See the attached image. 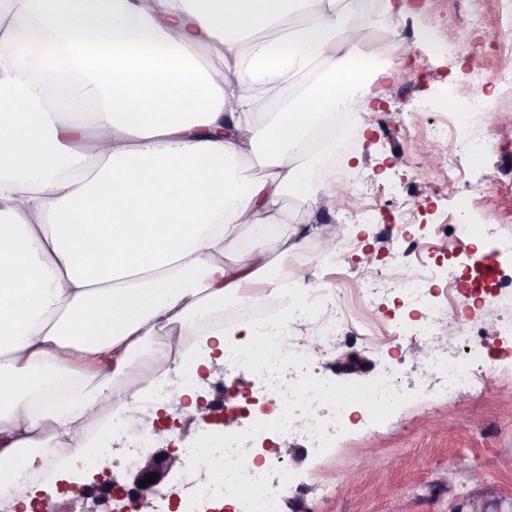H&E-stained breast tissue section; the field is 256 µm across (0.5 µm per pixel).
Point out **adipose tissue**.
Listing matches in <instances>:
<instances>
[{"mask_svg":"<svg viewBox=\"0 0 512 512\" xmlns=\"http://www.w3.org/2000/svg\"><path fill=\"white\" fill-rule=\"evenodd\" d=\"M86 3L0 0V89H25L0 96L1 475L34 469L47 429L96 465L110 448L87 442L90 416L173 373L197 413L213 353L254 382L252 331L197 321L267 283L269 253L244 240H335V225L280 220L282 202L335 209L312 133L354 100L355 138L375 130L392 73L374 65L397 49L393 30L370 41L368 0H103L96 23ZM59 89L89 121L48 105Z\"/></svg>","mask_w":512,"mask_h":512,"instance_id":"obj_1","label":"adipose tissue"}]
</instances>
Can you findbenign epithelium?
I'll use <instances>...</instances> for the list:
<instances>
[{"instance_id":"7a95c632","label":"benign epithelium","mask_w":512,"mask_h":512,"mask_svg":"<svg viewBox=\"0 0 512 512\" xmlns=\"http://www.w3.org/2000/svg\"><path fill=\"white\" fill-rule=\"evenodd\" d=\"M335 366L336 371L346 374H364L368 370V362L356 352L342 355ZM175 461V457L164 451L140 456L134 463L136 472L129 489L118 483L107 466L93 474L92 484L80 486L73 482V474L84 471V466L79 465L73 471L62 474L56 483V490L59 494L73 493L82 500L90 498L97 505L114 501L116 507L113 512H144L154 508L153 499L162 490ZM152 473L157 474V479L144 487L140 486V481ZM448 512H512V496H505L491 486L462 503L454 497L448 498Z\"/></svg>"}]
</instances>
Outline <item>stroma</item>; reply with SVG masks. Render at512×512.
Returning <instances> with one entry per match:
<instances>
[{"mask_svg":"<svg viewBox=\"0 0 512 512\" xmlns=\"http://www.w3.org/2000/svg\"><path fill=\"white\" fill-rule=\"evenodd\" d=\"M456 10L457 0H419L412 15L419 50L399 67L381 103L377 131L355 143L361 164L346 166L349 173L375 178L387 203L384 216L360 231L345 218L348 206L314 215L306 199L284 198L283 217L289 224L302 227L313 218L341 228L337 240L346 246L344 256L339 264H323L318 276L363 275L362 256L372 251L382 274L406 267L410 259L398 222L405 214L424 220L441 210L455 217L461 200L474 201V216L486 224L480 240L484 246L499 234L500 220L512 218V86L499 85L492 92L494 111L503 118L497 127L501 150L487 155L468 171L466 182L454 187L433 181L425 168L429 158L422 141L406 138L402 131L410 113L429 119L450 99L460 108L468 106L473 67L457 51L465 35L459 28H445L437 51L422 38L433 21ZM491 177L498 179V188L487 195L477 193V185ZM504 316L512 317V287L488 298L485 309H473L468 323L450 326L441 337L442 343L456 346L472 329H481L492 350L483 366V391L465 388L452 399L436 389L420 394L378 427H350L336 447L321 454L301 437H280V445L299 448L304 460L293 467V479L278 487L277 512H292L296 499L306 512H446L449 498L463 500L488 485L512 495V406L502 404L512 397V338L502 333ZM426 350L422 339L406 338L402 358L396 361L387 349L347 337L318 347L315 354L329 380L346 381V374L336 372L333 364L354 351L369 362L368 373L357 375V382L382 377L393 368L403 386L411 388L421 383ZM452 467L457 470L453 478L448 475Z\"/></svg>","mask_w":512,"mask_h":512,"instance_id":"obj_1","label":"stroma"}]
</instances>
